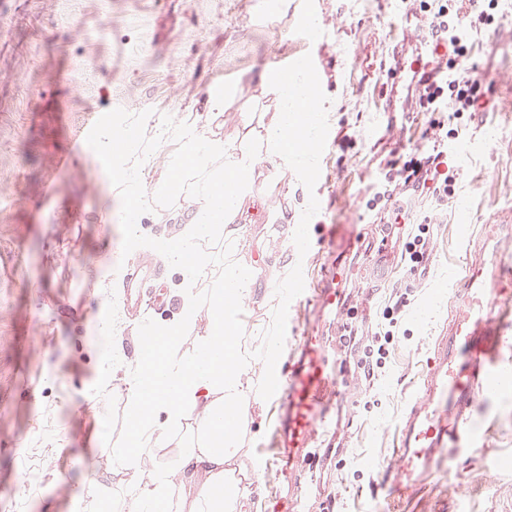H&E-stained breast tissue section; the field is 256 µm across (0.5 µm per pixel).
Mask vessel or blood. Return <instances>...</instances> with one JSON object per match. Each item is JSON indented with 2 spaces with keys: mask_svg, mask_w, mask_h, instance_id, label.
<instances>
[{
  "mask_svg": "<svg viewBox=\"0 0 512 512\" xmlns=\"http://www.w3.org/2000/svg\"><path fill=\"white\" fill-rule=\"evenodd\" d=\"M160 274L158 263L131 262L120 282L124 308L138 313ZM348 274L340 263L325 266L313 284L317 324L303 330L288 369L274 384L279 394L273 454L266 466L281 480L272 512H297L309 501V462L327 454L331 409L339 376L333 369V339L319 327L341 307V284ZM500 276L489 267L473 268L454 285L458 309L437 339L428 370L409 397L401 420V442L382 481L394 495L410 496L438 475L445 455L460 451L469 435L467 422L489 379L498 374L503 328L512 313L501 307Z\"/></svg>",
  "mask_w": 512,
  "mask_h": 512,
  "instance_id": "vessel-or-blood-1",
  "label": "vessel or blood"
}]
</instances>
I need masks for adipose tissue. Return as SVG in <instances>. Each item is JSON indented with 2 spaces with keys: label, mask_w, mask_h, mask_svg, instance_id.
<instances>
[{
  "label": "adipose tissue",
  "mask_w": 512,
  "mask_h": 512,
  "mask_svg": "<svg viewBox=\"0 0 512 512\" xmlns=\"http://www.w3.org/2000/svg\"><path fill=\"white\" fill-rule=\"evenodd\" d=\"M276 115L261 128H247L233 144L199 129L196 121L176 120L157 129L179 149L171 157V177L149 190L140 175L143 156L138 134L123 125L103 132L98 147L132 200L150 198L155 205L183 200L189 225L166 246L170 265L185 284L177 319L146 326L149 334L165 336L167 351L139 350L125 382L129 442L113 451L115 463L89 482L83 499L87 512H254L252 498L259 477L238 462L235 434L225 432L224 413L246 414L254 367L238 348L240 322L224 312L225 299L245 302L251 294L252 272L225 265L222 286L208 310H200L195 282L205 261L198 249L203 236L236 240L246 213L247 189L259 175L264 159L309 169L315 152L298 149L296 136L314 141L327 99L320 82H291L263 76ZM205 319L203 335L189 337L197 319ZM128 475L130 490L113 498L112 475Z\"/></svg>",
  "instance_id": "ef3b65f1"
}]
</instances>
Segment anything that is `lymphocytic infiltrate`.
Wrapping results in <instances>:
<instances>
[{"instance_id":"f902f5d3","label":"lymphocytic infiltrate","mask_w":512,"mask_h":512,"mask_svg":"<svg viewBox=\"0 0 512 512\" xmlns=\"http://www.w3.org/2000/svg\"><path fill=\"white\" fill-rule=\"evenodd\" d=\"M418 11L424 19V38L438 49L433 74L421 75L416 89L415 106L429 116L422 137L428 145L415 148L408 160L391 158L373 183L368 207H385L391 224L406 237L405 253L410 271H417L430 252L428 221L415 222L403 201L419 197L441 204L455 192L457 171L448 162V144L457 139V129L449 119H462L488 106L493 93L492 82L467 72L463 66L478 35L494 24L491 14L475 10L473 0H418ZM409 291L396 288L390 294L380 323L353 328L346 344L350 357L356 358L361 376L375 384L379 365L358 356L363 343L384 346L398 335L400 324L410 304Z\"/></svg>"}]
</instances>
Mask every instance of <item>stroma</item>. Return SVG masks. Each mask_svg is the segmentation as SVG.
Instances as JSON below:
<instances>
[{"label": "stroma", "instance_id": "35a3bbf8", "mask_svg": "<svg viewBox=\"0 0 512 512\" xmlns=\"http://www.w3.org/2000/svg\"><path fill=\"white\" fill-rule=\"evenodd\" d=\"M406 11L404 0H288L273 10L268 0H0V512H82L80 492L127 442L122 388L137 354L133 340L144 326L179 315L182 275L167 265L158 283L163 305L101 327L122 308L127 264L161 254L174 223L148 203L129 233L130 203L96 144L70 150L87 122L97 113L115 124L137 118L151 155L143 179L153 187L168 181L178 149L155 142L153 129L202 110L211 87L235 92L220 123L231 142L245 125L273 119L245 104L261 97L262 75L278 64L305 63L324 82L313 174L263 162L238 242L209 237L199 245L201 309L225 263L260 269L241 309L240 340L259 403L240 428L238 460L255 467L270 454L276 418L267 346L276 342L274 369L284 372L309 307L307 297L285 296L271 309L264 296L291 286L295 274L317 276L329 225L373 223L366 202L378 158L419 144L426 127L421 112L394 129L381 114ZM493 15L497 25L478 36L472 61L494 79L495 106L462 127L453 145V198L411 204L414 220L433 222L425 270L410 274L399 259L381 282L364 271L366 244L348 258L353 320L381 316L398 284L416 295L380 380L355 386L340 405L347 447L312 465L323 512H512V381L479 399L467 451L445 459L442 474L409 498L381 488L378 471L394 456L405 402L454 311L437 289L465 270L481 225H512V17L498 8Z\"/></svg>", "mask_w": 512, "mask_h": 512}]
</instances>
